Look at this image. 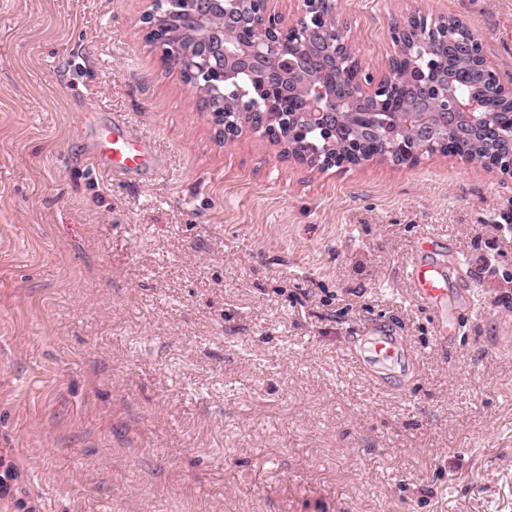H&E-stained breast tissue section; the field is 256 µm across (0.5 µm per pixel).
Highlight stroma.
I'll return each instance as SVG.
<instances>
[{
	"mask_svg": "<svg viewBox=\"0 0 512 512\" xmlns=\"http://www.w3.org/2000/svg\"><path fill=\"white\" fill-rule=\"evenodd\" d=\"M466 21L512 69V0H338ZM141 0H0V512H512V184L464 159L308 170L219 143ZM120 114L161 158L102 172ZM442 242L454 343L407 268ZM375 332L411 359L376 380Z\"/></svg>",
	"mask_w": 512,
	"mask_h": 512,
	"instance_id": "obj_1",
	"label": "stroma"
}]
</instances>
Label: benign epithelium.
Masks as SVG:
<instances>
[{"instance_id": "1", "label": "benign epithelium", "mask_w": 512, "mask_h": 512, "mask_svg": "<svg viewBox=\"0 0 512 512\" xmlns=\"http://www.w3.org/2000/svg\"><path fill=\"white\" fill-rule=\"evenodd\" d=\"M139 22L147 43L162 49L161 61L187 71L188 85L207 79L213 87L224 86L241 66L256 72L266 91L263 106L252 104L249 90L238 87L234 109L205 97L218 137L224 144L245 132L256 134L279 148L280 156L319 171L347 170L367 163L355 147L336 151L340 112H355L360 122L368 113L356 108L339 92L344 74H356L351 84L358 102L384 103L382 96L402 87L390 74L377 76L363 68L347 27L339 18L336 0H297L290 19L273 7L275 0H144ZM449 17L443 14H411L392 27L395 54L405 55L410 42L421 41L426 54L447 42ZM477 63L479 94L461 99L454 92V77L443 75V94L433 107L445 128L458 130L459 117L472 125L484 120L480 99L499 97L507 105V124L512 126V71L499 70L489 58L484 41L475 33L462 46ZM433 134L423 131L398 145L399 157L384 154L395 165L410 164L433 151ZM487 169L512 181V138L501 144Z\"/></svg>"}]
</instances>
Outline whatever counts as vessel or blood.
Returning a JSON list of instances; mask_svg holds the SVG:
<instances>
[{
  "label": "vessel or blood",
  "instance_id": "obj_1",
  "mask_svg": "<svg viewBox=\"0 0 512 512\" xmlns=\"http://www.w3.org/2000/svg\"><path fill=\"white\" fill-rule=\"evenodd\" d=\"M96 151L102 171L117 176H130L153 166L151 145L142 139L121 116H113L98 134ZM418 301L427 307L439 324V342H448V280L441 264L415 258L408 271ZM375 363L389 367L403 352V344L394 336L371 337L367 347Z\"/></svg>",
  "mask_w": 512,
  "mask_h": 512
}]
</instances>
